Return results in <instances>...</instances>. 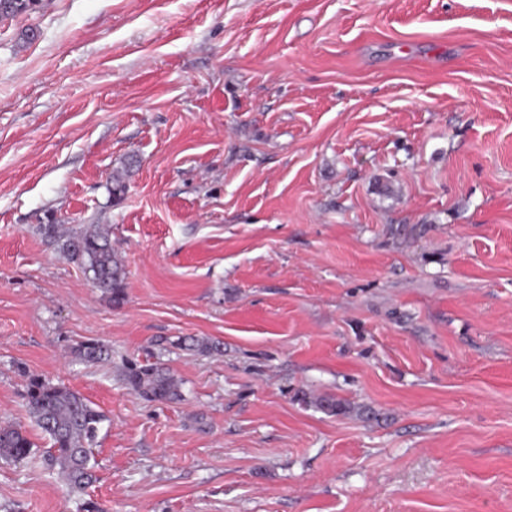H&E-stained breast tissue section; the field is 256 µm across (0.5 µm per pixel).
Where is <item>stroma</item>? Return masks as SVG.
<instances>
[{
	"mask_svg": "<svg viewBox=\"0 0 512 512\" xmlns=\"http://www.w3.org/2000/svg\"><path fill=\"white\" fill-rule=\"evenodd\" d=\"M93 224L118 306L62 250ZM89 339L109 362L75 359ZM131 361L182 401L132 393ZM32 376L106 416L86 491L42 462ZM9 424L33 448L0 462V512H512V0L0 20ZM127 387L148 402H175L183 397L180 383L163 364H133L124 373Z\"/></svg>",
	"mask_w": 512,
	"mask_h": 512,
	"instance_id": "35a3bbf8",
	"label": "stroma"
}]
</instances>
